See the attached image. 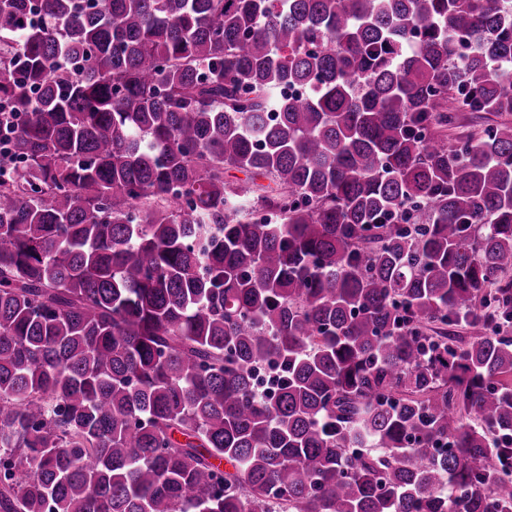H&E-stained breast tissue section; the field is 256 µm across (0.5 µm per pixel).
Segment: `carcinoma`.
<instances>
[{
  "label": "carcinoma",
  "mask_w": 512,
  "mask_h": 512,
  "mask_svg": "<svg viewBox=\"0 0 512 512\" xmlns=\"http://www.w3.org/2000/svg\"><path fill=\"white\" fill-rule=\"evenodd\" d=\"M511 436L512 0H0V512H512Z\"/></svg>",
  "instance_id": "1"
}]
</instances>
